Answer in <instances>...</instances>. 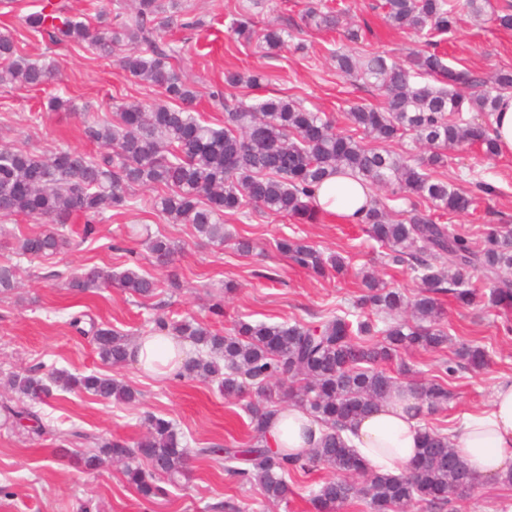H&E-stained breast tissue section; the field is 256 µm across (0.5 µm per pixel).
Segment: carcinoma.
<instances>
[{"instance_id": "1", "label": "carcinoma", "mask_w": 512, "mask_h": 512, "mask_svg": "<svg viewBox=\"0 0 512 512\" xmlns=\"http://www.w3.org/2000/svg\"><path fill=\"white\" fill-rule=\"evenodd\" d=\"M489 0H383L379 8L385 23L407 29L431 44L434 34L452 30L468 13L479 17ZM182 12L181 0H132L121 12L98 11L96 23L72 17L51 2L25 17L29 31L47 35L58 44L85 45L98 56L113 60L139 81L156 86L177 107L167 104L125 102L85 122V136L105 148L97 155L59 150L48 157L26 150L0 149V222L26 217L45 228L19 243L18 255L30 261L50 258L70 249L67 224L72 215L88 216L84 235L96 232L94 220L107 211H129L146 204L168 224H192L199 236L224 244V215L253 211L291 217L299 222L315 219L311 205L315 188L326 178L348 172L369 187L391 193L372 197L358 223L385 249L394 265L407 264L418 273L420 286L408 301L401 291L389 288L372 273L362 275L359 298L364 313L352 322L349 313L329 315L317 324L299 322L267 324L238 320L223 335L195 319L170 321L157 316L154 330H166L191 341L202 354L189 360L182 377L210 379L227 396H241L255 389L257 399L245 404L252 437L225 448H201L199 453L224 459L225 470L255 484L268 500L283 501L292 494L289 479L322 465L348 478L325 481L311 499L315 512H342L362 498L369 512H409L423 504L427 512H444L452 500L461 499L479 477L456 453L448 433L424 428L417 460L399 475L369 468L349 448L340 431L356 416L384 402L400 387L383 363L412 350H437L448 343L442 326V297L473 305L483 282L493 283L489 301L495 307H512V280L501 276L512 271V227L486 225L482 237L471 241L437 214L469 211L477 193L491 187L472 183L463 193L453 184L432 177L427 170L445 165L443 150L476 146L486 156L496 154L491 124L471 122L466 112L492 117L502 95L512 93V72L479 76L471 69L444 62L437 52L411 49L404 61L387 62L382 55L337 51L336 69L370 86L377 105H353L347 112L354 129L343 133L333 121L301 103L273 97L255 105L224 100V127L205 125L193 114L196 90L181 69L182 48L166 33ZM342 10L323 11L309 6L304 23L335 30ZM232 32L257 40L264 54H277L289 32L269 28L260 33L242 13ZM51 65L20 54L12 36L0 33V85L40 87L53 82ZM261 73H224V84L258 86ZM407 137L433 148L425 159L407 152L392 153L383 145ZM154 188L163 194L148 201L137 190ZM410 198L402 218L390 217V201ZM276 248L295 265L317 275L341 271L345 260L326 256L294 237H282ZM158 266L173 261L176 246L165 237L150 242ZM17 283V265L0 263V292ZM77 294L102 288H119L143 300L154 296L160 282L134 269L120 274L91 267L67 280ZM410 309L411 319L377 329L372 315ZM89 328H84L81 323ZM77 332L92 336L100 359L111 365L127 361L128 345L118 331L74 316ZM467 368L485 366L488 353L480 346L464 345L457 351ZM288 379L298 385L289 396L310 413L326 432L320 444L302 456L281 455L265 442V426L274 409L266 400L269 385ZM9 386L19 404L3 411L13 422H30L32 433L46 431L42 417L26 403H46L57 392L85 391L106 401L129 403L135 393L122 381L100 373L76 374L52 368L13 374ZM421 405L429 412L444 409L451 398L445 383L436 379L411 384ZM126 463L125 475L141 499L150 502L165 494L159 485L187 475L188 453L173 423L146 417V431L132 442L115 438L99 443L96 453L73 455L75 463L96 466L101 457Z\"/></svg>"}]
</instances>
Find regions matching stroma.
<instances>
[{"label": "stroma", "instance_id": "obj_1", "mask_svg": "<svg viewBox=\"0 0 512 512\" xmlns=\"http://www.w3.org/2000/svg\"><path fill=\"white\" fill-rule=\"evenodd\" d=\"M46 2L0 0V32H10L23 55L53 65L56 72L55 81L47 86H0V147L44 156L67 148L94 155L99 146L87 140L86 120L122 102L151 104L164 101L165 96L87 47L57 46L31 33L24 17L41 10ZM182 2L190 25L173 26L168 37L184 49L182 67L198 92L194 110L213 127L223 125L224 110L210 93L223 85L228 69L265 74L259 86L236 88V95L246 103L287 97L325 113L344 132L351 129L347 119L351 104L375 102L370 87L336 71L331 55L347 48V41L338 32L305 27L302 15L309 0ZM372 2L328 0L329 5L346 7L344 25L362 28V49L402 60L409 48L418 45V38L390 29L372 11ZM245 11L252 15L256 29L288 27L296 30L295 39L277 56H265L231 31L233 18ZM437 41L447 64L463 63L485 76L512 70V30L498 26L492 14L479 20L462 18ZM51 94L69 98L73 111H47L44 101ZM447 155V165L433 171L436 178L466 189L470 173L476 172L496 192L479 200L468 213L445 216V223L473 240L481 238L486 225H512V157H487L467 146L448 149ZM224 231V243L211 244L197 236L193 225L165 223L158 213L144 208L109 211L100 216L96 234L70 251L49 260L22 262L17 288L0 294V405L17 402L7 387L9 376L38 362L73 373L114 374L136 391L137 398L116 404L85 392L64 394L53 405L38 406L47 426L39 437L28 436L0 412V512H224L228 502L248 512H310L309 499L331 478L330 470L320 467L297 475L288 501L271 505L258 487L226 475L221 460L199 456L202 448L248 440L245 398L225 397L217 383L209 380L151 379L129 362L112 368L99 358L90 339L79 336L70 325L72 313L84 310L133 342L147 334L148 319L157 315L175 321L194 316L223 332L240 318L270 324L315 323L339 310L352 311L360 293L358 272L364 267L376 270L388 287L400 289L406 297L418 291L414 272L388 263L365 225L335 215L323 214L307 224L258 213L228 215ZM158 234L169 237L177 248L164 269L156 267L145 246L148 237ZM284 235L304 239L327 255L342 254L346 269L325 278L312 277L276 251L274 242ZM242 238L251 240L252 251L237 250ZM94 265L115 272L133 267L150 273L161 286L146 301L117 288L85 295L65 288L64 275ZM172 279L178 289L168 288ZM219 299L224 313L217 316L210 307ZM444 308L448 344L406 359L418 378L443 377L444 364L454 360L456 349L464 344L483 346L490 356L481 370L462 368L445 377L453 393L446 410L421 416L420 426L449 433L465 416L486 408L495 384L512 376V327L484 301L461 308L448 300ZM149 414L171 420L191 454L187 479L168 486L167 496L143 501L128 483L122 465L108 462L87 470L69 458V451L92 448L104 440L137 439ZM74 426L86 432V439L71 436ZM453 507L455 512H512V485L480 480Z\"/></svg>", "mask_w": 512, "mask_h": 512}]
</instances>
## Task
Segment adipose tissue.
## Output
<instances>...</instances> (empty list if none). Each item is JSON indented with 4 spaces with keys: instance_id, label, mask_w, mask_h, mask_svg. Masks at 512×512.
Returning <instances> with one entry per match:
<instances>
[{
    "instance_id": "ef3b65f1",
    "label": "adipose tissue",
    "mask_w": 512,
    "mask_h": 512,
    "mask_svg": "<svg viewBox=\"0 0 512 512\" xmlns=\"http://www.w3.org/2000/svg\"><path fill=\"white\" fill-rule=\"evenodd\" d=\"M371 196L370 188L347 177L333 176L315 190L312 205L314 210L354 221ZM187 358V345L163 332L139 337L129 354L130 361L153 379L176 377ZM322 431L313 417L290 407L271 416L266 438L274 450L297 455L316 443ZM346 435L370 468L398 474L417 456L419 418L410 401L394 398L356 417ZM453 441L459 455L479 477L499 482L512 477V377L494 386L486 409L462 420Z\"/></svg>"
}]
</instances>
